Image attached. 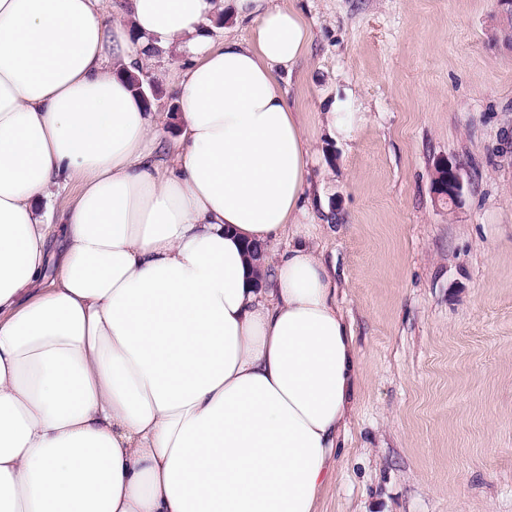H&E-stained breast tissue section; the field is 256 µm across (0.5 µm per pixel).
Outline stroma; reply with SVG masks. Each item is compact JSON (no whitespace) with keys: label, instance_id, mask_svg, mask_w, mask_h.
Wrapping results in <instances>:
<instances>
[{"label":"stroma","instance_id":"stroma-1","mask_svg":"<svg viewBox=\"0 0 512 512\" xmlns=\"http://www.w3.org/2000/svg\"><path fill=\"white\" fill-rule=\"evenodd\" d=\"M278 72L313 150L316 242L362 375L319 512H512V41L496 0H289ZM185 53L144 71L176 137ZM366 121L336 140L321 100ZM463 165L462 205L431 190Z\"/></svg>","mask_w":512,"mask_h":512}]
</instances>
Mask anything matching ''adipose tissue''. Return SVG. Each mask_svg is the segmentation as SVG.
<instances>
[{
    "label": "adipose tissue",
    "instance_id": "adipose-tissue-1",
    "mask_svg": "<svg viewBox=\"0 0 512 512\" xmlns=\"http://www.w3.org/2000/svg\"><path fill=\"white\" fill-rule=\"evenodd\" d=\"M102 2L0 0V512H316L360 367L277 76L310 31ZM157 46L191 52L171 143L130 84Z\"/></svg>",
    "mask_w": 512,
    "mask_h": 512
}]
</instances>
